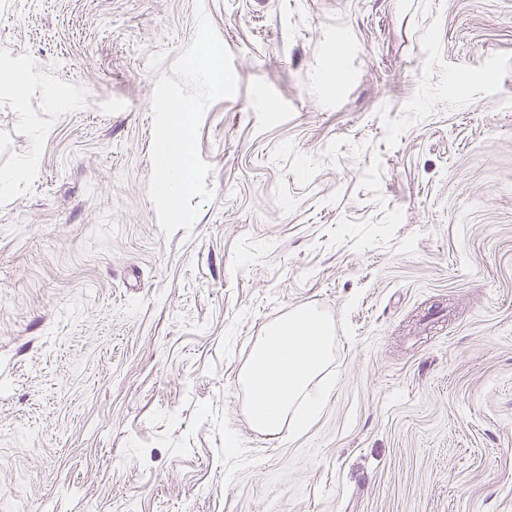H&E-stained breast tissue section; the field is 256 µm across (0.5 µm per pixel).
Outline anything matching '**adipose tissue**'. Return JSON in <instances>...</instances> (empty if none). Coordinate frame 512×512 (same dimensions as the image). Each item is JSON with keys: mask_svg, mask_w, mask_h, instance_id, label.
Instances as JSON below:
<instances>
[{"mask_svg": "<svg viewBox=\"0 0 512 512\" xmlns=\"http://www.w3.org/2000/svg\"><path fill=\"white\" fill-rule=\"evenodd\" d=\"M332 327L314 312L299 310L269 327L239 381L249 393L255 426L276 436L285 421L303 429L328 390L315 386L330 357Z\"/></svg>", "mask_w": 512, "mask_h": 512, "instance_id": "ef3b65f1", "label": "adipose tissue"}]
</instances>
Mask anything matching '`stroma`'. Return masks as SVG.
Wrapping results in <instances>:
<instances>
[{
  "label": "stroma",
  "mask_w": 512,
  "mask_h": 512,
  "mask_svg": "<svg viewBox=\"0 0 512 512\" xmlns=\"http://www.w3.org/2000/svg\"><path fill=\"white\" fill-rule=\"evenodd\" d=\"M203 6L239 87L168 235L195 0H0V512H512V0ZM298 309L330 392L271 438L238 375Z\"/></svg>",
  "instance_id": "stroma-1"
}]
</instances>
